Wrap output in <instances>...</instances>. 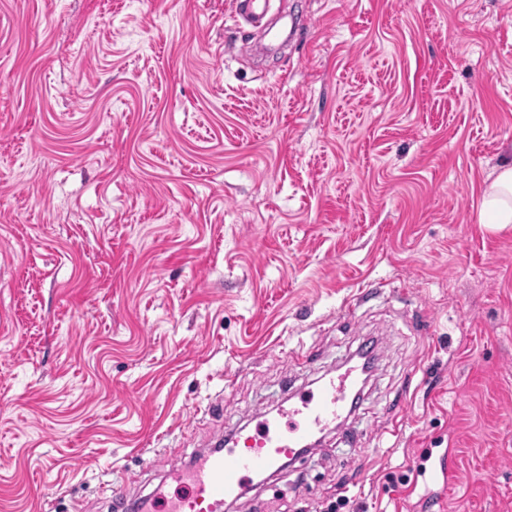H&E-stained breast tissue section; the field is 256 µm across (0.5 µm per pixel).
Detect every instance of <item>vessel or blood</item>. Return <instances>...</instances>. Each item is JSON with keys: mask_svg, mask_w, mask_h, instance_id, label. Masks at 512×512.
Returning a JSON list of instances; mask_svg holds the SVG:
<instances>
[{"mask_svg": "<svg viewBox=\"0 0 512 512\" xmlns=\"http://www.w3.org/2000/svg\"><path fill=\"white\" fill-rule=\"evenodd\" d=\"M358 384L356 368L346 369L300 395L283 419L261 420L253 428L234 431L193 461H174L170 473L179 493L143 496L138 512H224L254 477L276 474L296 462L304 444L335 426L350 410Z\"/></svg>", "mask_w": 512, "mask_h": 512, "instance_id": "vessel-or-blood-1", "label": "vessel or blood"}]
</instances>
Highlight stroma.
Listing matches in <instances>:
<instances>
[{
    "label": "stroma",
    "mask_w": 512,
    "mask_h": 512,
    "mask_svg": "<svg viewBox=\"0 0 512 512\" xmlns=\"http://www.w3.org/2000/svg\"><path fill=\"white\" fill-rule=\"evenodd\" d=\"M233 2L0 0V512H110L368 338L349 440L230 512H512V0H266L257 58ZM480 223L504 228L512 224V164L502 165L482 194Z\"/></svg>",
    "instance_id": "obj_1"
}]
</instances>
